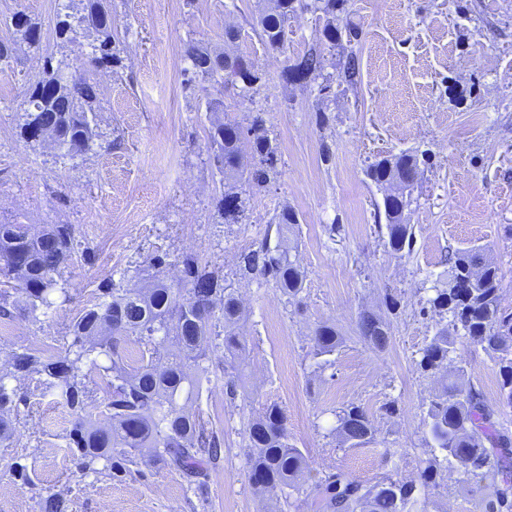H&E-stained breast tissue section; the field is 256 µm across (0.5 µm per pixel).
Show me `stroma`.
I'll return each mask as SVG.
<instances>
[{
	"label": "stroma",
	"mask_w": 512,
	"mask_h": 512,
	"mask_svg": "<svg viewBox=\"0 0 512 512\" xmlns=\"http://www.w3.org/2000/svg\"><path fill=\"white\" fill-rule=\"evenodd\" d=\"M59 10V0H0V40L17 48L0 65V222L37 230L69 224L74 232L48 314L18 307L17 281L0 276V295L14 304L10 318L0 317V370L27 348L64 351L70 324L100 302L105 284L137 283L157 257L176 280L187 255L235 289L250 364L232 396L223 345L209 352L210 380L193 408L223 438L224 452L207 465L199 491L177 472L143 462L120 480L103 465L80 472L71 416L46 377L11 381L17 407L12 435L0 442V512H40V499L53 493L68 499L69 512H276L274 494L250 487L242 436L250 411L265 403L284 409L290 441L313 472L341 467L365 485L387 474L416 477L426 448L423 411L436 385L416 362L436 331L426 299L447 282L449 253L485 247L501 268V306L512 312V0H350L346 20L359 37L349 48L324 50L327 85L284 75L323 28L312 8L291 16L288 50L273 54L261 43L258 0H112L122 66L93 72V142L76 157L20 135L25 92L44 60L70 76L96 38L82 30L73 41L58 39ZM19 11L38 23L39 48L12 26ZM228 26L239 32L235 42L225 40ZM192 43L244 56L261 83L247 98L209 81L185 88ZM350 51L359 63L352 85L343 80ZM212 101L218 111L209 110ZM257 115L276 147L277 170L260 188L224 180L207 152L212 123L239 125L249 142ZM404 151L417 152L420 174L407 214L412 248L396 255L387 245L385 190L366 169ZM229 191L246 200L236 224L217 211ZM286 206L299 219L292 240L305 274L292 304L274 283L241 277L237 267ZM364 311L386 320L384 349L361 336ZM323 323L335 327L340 344L319 368L312 336ZM456 357L512 430V409L498 404L493 355L461 339ZM351 403L372 417L373 444L348 448L332 434L336 412ZM388 403L395 413L385 412ZM16 460L27 465L30 484L9 472ZM479 498L447 474L426 510L482 512Z\"/></svg>",
	"instance_id": "stroma-1"
}]
</instances>
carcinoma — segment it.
Returning <instances> with one entry per match:
<instances>
[{"instance_id": "carcinoma-1", "label": "carcinoma", "mask_w": 512, "mask_h": 512, "mask_svg": "<svg viewBox=\"0 0 512 512\" xmlns=\"http://www.w3.org/2000/svg\"><path fill=\"white\" fill-rule=\"evenodd\" d=\"M298 0H273V6L260 10L261 40L265 49L282 54L287 43L281 39L282 25L295 12ZM349 0H314V9L325 17L318 42L336 46L342 40L336 25L348 13ZM73 0L62 4L64 17L56 24L59 37L68 39L80 30L96 33L93 65L115 69L121 57L116 48L112 13L102 9L101 0H83L79 13L72 12ZM12 25L30 45L41 41L40 29L23 13L12 17ZM190 62L184 69L187 88L197 80L232 83L248 96L262 81L251 64L235 54L220 55L190 46ZM324 56L311 48L286 76L302 72L313 78L323 76ZM97 98L96 85L82 73L69 82L55 74L51 60H45L42 76L28 88L27 108L21 135L41 141V134L56 133L58 148L68 155L90 149L93 139L87 108ZM264 120L253 119V163H243L242 132L234 123L212 125L208 142L215 158L223 160L220 172L226 178H243L260 187L276 175L275 148L263 134ZM367 175L379 186L398 182L403 185L401 199L384 197L388 245L395 254L412 243V227L404 213L410 208L419 176L415 155L402 152L369 166ZM298 223L295 212L285 207L277 215L278 241L240 256L239 275L260 274L274 281L288 302L302 292L303 271L292 255L288 229ZM73 229L69 224H49L37 236L19 222L0 223V274L23 281L19 293L25 309L32 315H45L58 291V279L71 257ZM448 284L433 288L426 299L431 313L446 317L438 322L434 336L421 350L417 368L426 374L443 373L441 387L424 411L423 424L429 440L426 458L420 461L414 479L385 476L366 487L348 471L337 468L310 480L304 451L288 441L284 412L276 404H264L248 421L244 430L249 481L259 493L280 495L281 512L305 497L318 512H414L422 495L438 485L443 473L451 472L461 485H477L491 479L489 492L482 497L483 512H512V432L500 427L497 412L490 407L481 389L465 383V368L456 364L455 344L462 338L495 355L501 378L499 403L512 408V313L501 308L499 265L482 248L459 249L448 259ZM477 268L476 282L467 280L466 271ZM147 288L105 287L102 301L86 310L69 326L71 342L60 355L14 353L10 369L0 373V440L10 437L14 412V390L6 380L36 371L46 375L49 385L74 417L71 451L81 471L95 469L104 461L119 477L130 471L135 454L147 455L159 468L174 470L188 480L202 475L204 460H215L221 440L207 430L199 415L189 406L200 394L202 380L208 378L204 366L207 350L223 339L224 361L243 359L245 340L236 332L241 302L198 259L182 260V277L169 284L150 277ZM224 323V334L213 331ZM361 335L369 345L382 349L388 342L386 323L371 312L359 317ZM138 348L131 357L128 344ZM336 329L320 325L315 330L313 357L336 352ZM110 364L98 363L100 356ZM98 370L106 398L103 422L94 423L84 415L91 390L82 368ZM335 431L350 448L375 441L372 419L358 405L350 404L336 414ZM41 512H68V501L61 494L43 500Z\"/></svg>"}]
</instances>
